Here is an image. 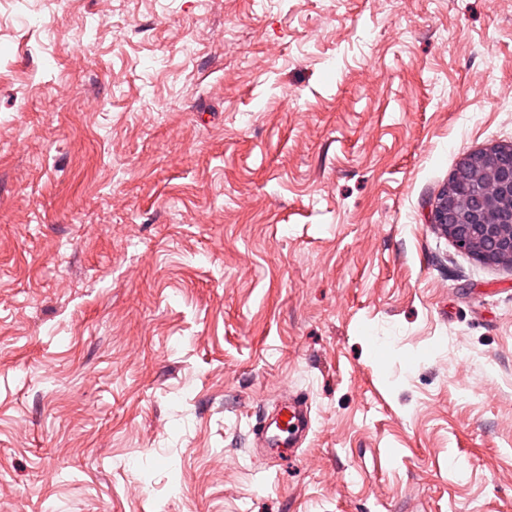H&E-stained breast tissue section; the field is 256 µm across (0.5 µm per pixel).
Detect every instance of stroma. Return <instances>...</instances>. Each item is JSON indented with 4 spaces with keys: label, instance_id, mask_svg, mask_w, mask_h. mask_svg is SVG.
<instances>
[{
    "label": "stroma",
    "instance_id": "1",
    "mask_svg": "<svg viewBox=\"0 0 512 512\" xmlns=\"http://www.w3.org/2000/svg\"><path fill=\"white\" fill-rule=\"evenodd\" d=\"M510 142L512 0H0V512H512ZM464 157L470 161L469 168L463 173L462 159L455 165L448 181L431 204L430 211V222L434 225L435 232L453 239L457 248L462 251L470 247L469 241L453 234V224H448V235L439 225L447 224L444 215L448 214V209L459 215L482 209L487 224H499L506 232L512 230V209L509 210L508 221L511 224H507L503 215L508 210V205L500 200L497 192L498 173L507 168L502 172L500 188L505 198L512 199V144H498L487 150L472 151ZM251 417H254L252 432L257 454L276 463L296 457L312 428L309 396L302 391L285 392L272 409L258 406Z\"/></svg>",
    "mask_w": 512,
    "mask_h": 512
}]
</instances>
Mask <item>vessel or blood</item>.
Returning <instances> with one entry per match:
<instances>
[{"label":"vessel or blood","mask_w":512,"mask_h":512,"mask_svg":"<svg viewBox=\"0 0 512 512\" xmlns=\"http://www.w3.org/2000/svg\"><path fill=\"white\" fill-rule=\"evenodd\" d=\"M252 415L258 455L278 463L296 457L312 428L310 400L301 391L286 392L277 405L254 408Z\"/></svg>","instance_id":"b4317fda"}]
</instances>
